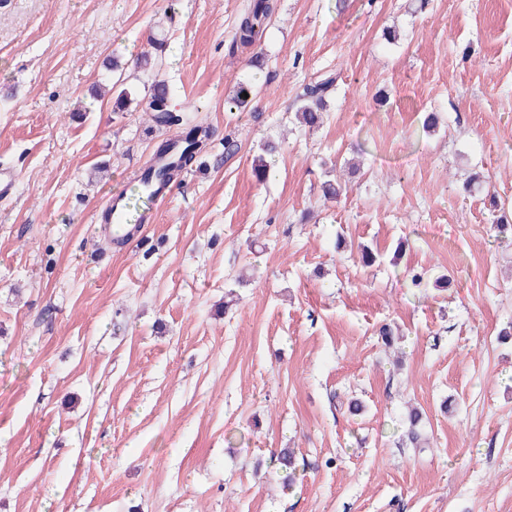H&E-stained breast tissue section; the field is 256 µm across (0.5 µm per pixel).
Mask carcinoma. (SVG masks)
I'll list each match as a JSON object with an SVG mask.
<instances>
[{
	"label": "carcinoma",
	"instance_id": "carcinoma-1",
	"mask_svg": "<svg viewBox=\"0 0 512 512\" xmlns=\"http://www.w3.org/2000/svg\"><path fill=\"white\" fill-rule=\"evenodd\" d=\"M275 12V0H250L246 10L238 18L232 48H252L259 45ZM337 77L328 75L303 87L297 95L298 106L295 112L297 123L314 128L323 121L326 96L335 86ZM114 93L113 111L129 112L139 108L149 113L150 129L163 130L177 128L179 134L161 141L143 169L141 181L154 183L163 188L174 181L182 172L190 169L207 150L211 139L210 127L188 120L183 113L172 107V90L163 80H154L149 88L148 98H139L136 92L124 86V80L116 79L112 84ZM258 94L255 83L245 79L237 83L232 96L226 101L230 112H243L250 107ZM422 415L412 412L407 418V439L413 448L421 450L425 438L420 430ZM271 463L285 473L284 480L293 483L295 457L288 448H282L272 456Z\"/></svg>",
	"mask_w": 512,
	"mask_h": 512
}]
</instances>
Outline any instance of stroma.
Listing matches in <instances>:
<instances>
[{
    "mask_svg": "<svg viewBox=\"0 0 512 512\" xmlns=\"http://www.w3.org/2000/svg\"><path fill=\"white\" fill-rule=\"evenodd\" d=\"M248 2L0 0V512H512V243L490 230L491 196L512 211V0H278L258 71L229 50ZM160 31L128 87L167 80L213 136L116 246L106 194L170 133L97 87ZM329 71L323 126L298 127ZM249 76L252 110L226 111ZM337 76L328 75L324 78L307 84L302 92L297 95L298 106L295 112V119L301 126L314 128L323 121V110H325L326 96L335 86Z\"/></svg>",
    "mask_w": 512,
    "mask_h": 512,
    "instance_id": "35a3bbf8",
    "label": "stroma"
}]
</instances>
